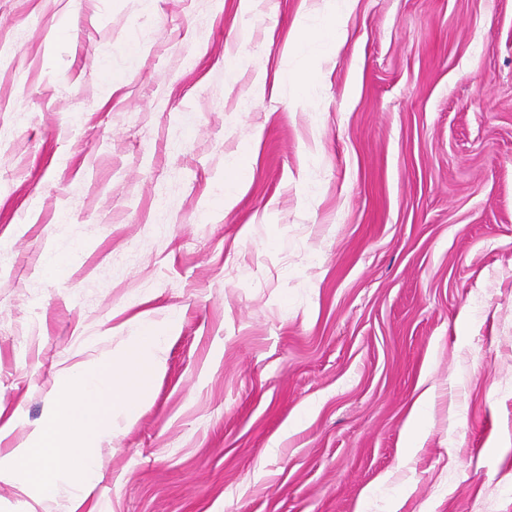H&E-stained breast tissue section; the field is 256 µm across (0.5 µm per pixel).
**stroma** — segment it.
Wrapping results in <instances>:
<instances>
[{
  "label": "stroma",
  "instance_id": "35a3bbf8",
  "mask_svg": "<svg viewBox=\"0 0 512 512\" xmlns=\"http://www.w3.org/2000/svg\"><path fill=\"white\" fill-rule=\"evenodd\" d=\"M1 47V459L140 316L170 329L94 423L101 512H512V0H0ZM247 166L250 169L249 161L246 155L240 154L238 156L230 157L225 164L227 174L224 175V207L225 209H232L240 195L243 193L247 185V175L243 170ZM428 400L429 394L426 391L420 395L413 404L410 418L405 427V433L407 436V450L409 454L419 447L423 438V417L426 412Z\"/></svg>",
  "mask_w": 512,
  "mask_h": 512
}]
</instances>
